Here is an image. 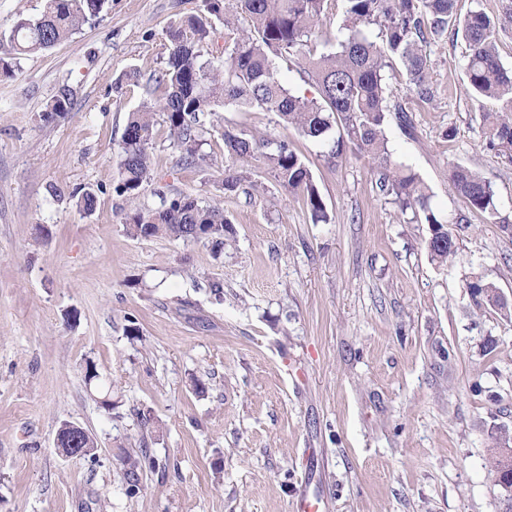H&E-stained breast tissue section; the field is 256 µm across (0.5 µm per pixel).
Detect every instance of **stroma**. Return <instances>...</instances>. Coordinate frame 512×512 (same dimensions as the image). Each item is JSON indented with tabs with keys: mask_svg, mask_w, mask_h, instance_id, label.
Here are the masks:
<instances>
[{
	"mask_svg": "<svg viewBox=\"0 0 512 512\" xmlns=\"http://www.w3.org/2000/svg\"><path fill=\"white\" fill-rule=\"evenodd\" d=\"M197 5L112 0L18 58L9 33L43 0H0V59L14 70L0 76V512H295L304 495L328 512H506L488 462L497 428L512 430V314L477 307L467 285L493 284L512 305V166L485 147L480 112L493 105L470 96L465 42L430 46L432 103L400 65L385 71L390 103L413 120L407 131L389 118L387 146L448 222L447 262L432 261L428 225L379 192L371 159H328L273 113L224 106L191 166L156 125L137 201L221 202L235 234L217 255L130 234L114 191L127 114ZM64 89L71 112L44 121ZM224 122L291 141L329 223L253 163L225 192ZM452 163L490 181L498 223L455 192ZM77 187L95 190L93 213L69 200ZM90 363L114 410L86 385ZM65 421L95 437L94 456L58 452ZM138 448L151 463L133 492L122 459Z\"/></svg>",
	"mask_w": 512,
	"mask_h": 512,
	"instance_id": "obj_1",
	"label": "stroma"
}]
</instances>
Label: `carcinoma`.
Wrapping results in <instances>:
<instances>
[{"instance_id":"carcinoma-1","label":"carcinoma","mask_w":512,"mask_h":512,"mask_svg":"<svg viewBox=\"0 0 512 512\" xmlns=\"http://www.w3.org/2000/svg\"><path fill=\"white\" fill-rule=\"evenodd\" d=\"M110 2L45 0L40 15L17 21L11 44L19 55L48 50L99 17ZM327 2L200 0L198 13L185 26L168 32L162 65L150 73L144 98L128 115L114 190L134 201L151 182L150 149L157 121L166 126L169 145L179 152L180 161L192 165L199 160L205 117L214 112V106L222 102L238 112L260 109L309 140L329 143L333 159L351 154L373 160L380 191L394 197L401 211L409 210L416 221L429 225L426 248L432 260L443 263L456 252L453 235L431 209L427 187L417 174L396 164L387 149L388 115L395 113L403 126L410 125V118L402 106L388 104L384 69L390 61L399 62L414 96L421 102L432 101L427 48L443 41L448 27H454L468 46L464 76L473 97L497 103L496 110L482 113L486 148L512 166V71L503 66L497 49L499 31L512 25V5L496 22L481 11L458 16L457 0H341L343 29L348 34L337 41L336 50L316 57L310 44L326 22ZM213 17L224 19L222 58L205 57L215 34ZM373 26L379 29V43L367 34ZM276 58L305 62L315 77L319 97L292 93L280 78ZM70 110V97L63 91L44 119L63 117ZM337 124L344 133L332 138ZM222 138L228 159L224 191L234 192L241 184L236 164L254 160L300 197L313 223L329 221L310 167L288 141L258 137L237 123L225 125ZM448 179L470 210L494 220L497 204L489 181L462 165L451 167ZM70 198L88 213L96 209L97 196L91 189H76ZM125 224L143 238L204 241L218 253L233 234L219 203H203L184 194L163 201L157 209L131 208ZM467 288L477 305L509 310L508 303L490 296L493 285L476 281ZM504 447L506 441L495 436L491 472L498 486L512 483L499 458ZM148 461L142 450L127 456L126 476L131 486H137L139 470Z\"/></svg>"}]
</instances>
